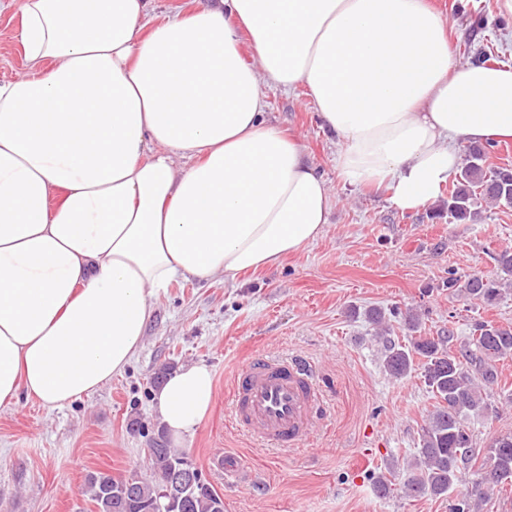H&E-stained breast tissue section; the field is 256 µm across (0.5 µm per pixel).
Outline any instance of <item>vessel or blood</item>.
Segmentation results:
<instances>
[{"instance_id": "vessel-or-blood-1", "label": "vessel or blood", "mask_w": 512, "mask_h": 512, "mask_svg": "<svg viewBox=\"0 0 512 512\" xmlns=\"http://www.w3.org/2000/svg\"><path fill=\"white\" fill-rule=\"evenodd\" d=\"M232 407L237 426L278 448L300 445L322 413L309 365L258 351L233 375Z\"/></svg>"}]
</instances>
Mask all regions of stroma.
Segmentation results:
<instances>
[{"label":"stroma","mask_w":512,"mask_h":512,"mask_svg":"<svg viewBox=\"0 0 512 512\" xmlns=\"http://www.w3.org/2000/svg\"><path fill=\"white\" fill-rule=\"evenodd\" d=\"M448 21L457 64L487 59L512 65V15L494 0H428ZM20 17L0 0V81L23 71ZM269 121L299 135L308 161L327 180L335 202L325 233L279 267L177 280L153 299L139 353L91 396L61 408L23 399L0 408V512H96L84 493L88 474L149 476L148 448L161 424L153 383L162 367L207 364L214 401L195 433L178 445L224 496V512H449L460 495L407 496L413 462L434 400L420 371L391 377L384 350L412 333L453 330L456 343L482 322L512 328V278L502 299L485 306L448 289L498 274L495 258L512 248V205L476 200L475 220L449 218L442 200L416 212L388 202L389 190L342 186L336 180L338 139L304 89L265 88ZM386 315L377 334L370 309ZM304 359L320 383L326 411L295 448L252 440L231 418L232 377L253 351ZM488 389L491 411L471 421L476 454L512 433V357L498 361ZM236 461L229 480L221 459ZM390 490L379 494V480Z\"/></svg>","instance_id":"obj_1"}]
</instances>
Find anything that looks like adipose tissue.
I'll list each match as a JSON object with an SVG mask.
<instances>
[{
  "label": "adipose tissue",
  "instance_id": "ef3b65f1",
  "mask_svg": "<svg viewBox=\"0 0 512 512\" xmlns=\"http://www.w3.org/2000/svg\"><path fill=\"white\" fill-rule=\"evenodd\" d=\"M19 13L25 71L0 83V407L90 396L171 281H233L323 234L330 188L267 120L265 87L305 88L338 181L389 187L403 212L438 197L457 141L512 139V67L458 65L426 0H204L161 24L151 0ZM213 396L207 365L168 376L174 440Z\"/></svg>",
  "mask_w": 512,
  "mask_h": 512
}]
</instances>
